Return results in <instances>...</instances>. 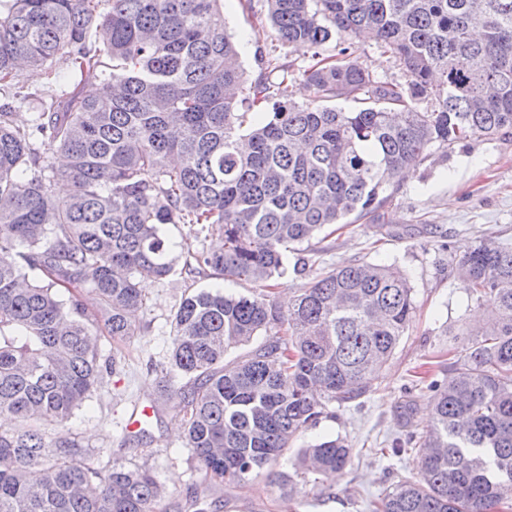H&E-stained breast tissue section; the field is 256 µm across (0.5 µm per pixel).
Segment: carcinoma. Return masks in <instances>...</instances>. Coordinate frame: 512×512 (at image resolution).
Instances as JSON below:
<instances>
[{"mask_svg": "<svg viewBox=\"0 0 512 512\" xmlns=\"http://www.w3.org/2000/svg\"><path fill=\"white\" fill-rule=\"evenodd\" d=\"M220 2L0 0V512H158L151 470L94 467L75 437L44 425L67 422L115 373L96 336L137 335L138 280L175 272L168 226L224 239L187 252L185 274L259 288L184 297L156 369L159 396L182 405L186 447L210 478L239 484L328 404L367 394L415 316L408 274L372 262L321 273L284 312L272 294L287 252L374 214L432 146L512 130V0H266L276 39L309 46L315 63L295 72L269 59L250 83ZM100 26L109 38L94 47ZM365 31L405 82L352 58ZM333 40L335 57L321 56ZM22 68L42 83L20 81ZM298 81L313 103L291 101ZM87 82L96 95L81 94ZM339 98L358 107L328 105ZM32 103L30 125L14 126ZM56 181L71 183L68 197L53 195ZM456 271L489 322L432 382L420 473L370 512H497L512 497V247L481 240ZM172 370L187 382L174 386ZM10 418L29 425L8 429ZM349 461L339 436L298 454L311 473ZM188 508L219 512L196 490Z\"/></svg>", "mask_w": 512, "mask_h": 512, "instance_id": "1", "label": "carcinoma"}]
</instances>
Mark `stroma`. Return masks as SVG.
Returning a JSON list of instances; mask_svg holds the SVG:
<instances>
[{
	"mask_svg": "<svg viewBox=\"0 0 512 512\" xmlns=\"http://www.w3.org/2000/svg\"><path fill=\"white\" fill-rule=\"evenodd\" d=\"M229 32L240 53L247 80L261 73L262 60L273 58L294 68L308 66L312 52L288 46L261 27L265 0H222ZM359 62L378 78L401 82V67L383 54L373 38L354 39ZM378 221L360 220L342 234L314 239L320 255L315 267L296 273L301 252L289 253V269L279 278L274 299L286 306L289 296L309 287L321 268L359 262L394 263L407 271L417 306L413 324L402 336L381 382L356 401L329 404L326 416L308 429L278 465L294 482V494L282 500V490L266 473L241 484L212 485L185 446L183 419L177 401H155V375L150 364L162 361L170 343L171 316L181 299L200 288L215 286L206 276L173 274L149 280L140 330L123 342L99 340L103 355L119 350L123 360L64 428L87 450L95 465L115 461L129 468L152 470L166 489L161 512H189L187 493L195 489L221 501L220 512H368L367 505L402 478L416 476L419 452L389 454L392 442L406 433L424 435L431 418L430 392L412 386L423 363H431V378L447 376L460 347L461 332L476 333L488 309L463 287L455 264L483 236L512 245V131L467 140L452 148L431 147L428 157L411 174L387 186ZM412 415H405L406 403ZM151 405L146 437L126 430L135 407ZM345 438L350 464L329 477L302 475L297 454L322 436Z\"/></svg>",
	"mask_w": 512,
	"mask_h": 512,
	"instance_id": "obj_1",
	"label": "stroma"
}]
</instances>
